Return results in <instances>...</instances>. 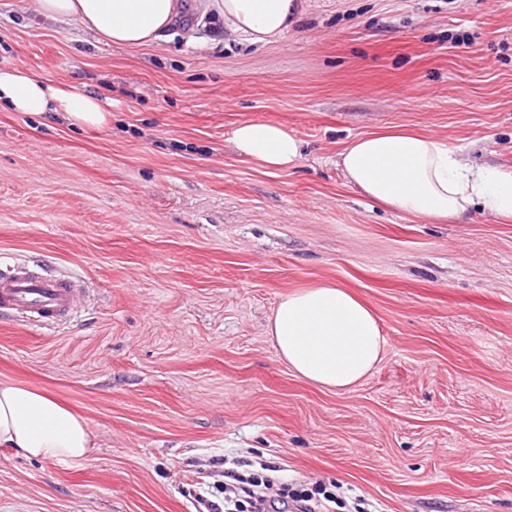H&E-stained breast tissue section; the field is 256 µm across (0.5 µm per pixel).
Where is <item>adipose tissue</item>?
Here are the masks:
<instances>
[{
	"mask_svg": "<svg viewBox=\"0 0 512 512\" xmlns=\"http://www.w3.org/2000/svg\"><path fill=\"white\" fill-rule=\"evenodd\" d=\"M222 16L224 30L252 44L278 40L304 10L303 0H37L49 19L73 20L100 42L137 47L161 39L186 8ZM61 114L81 127L103 125V102L75 88L15 69H0V107ZM239 155L273 170L294 168L302 142L278 124L247 121L231 132ZM349 184L402 214L436 221L460 218L483 205L512 221V168L464 165L440 139L407 129L350 140L336 161ZM279 357L299 378L345 391L372 373L386 346L371 309L331 283L284 294L266 323ZM94 446L87 419L27 386L0 383V447L42 461L79 463Z\"/></svg>",
	"mask_w": 512,
	"mask_h": 512,
	"instance_id": "obj_1",
	"label": "adipose tissue"
}]
</instances>
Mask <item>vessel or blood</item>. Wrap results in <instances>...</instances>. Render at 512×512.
<instances>
[{
  "instance_id": "obj_1",
  "label": "vessel or blood",
  "mask_w": 512,
  "mask_h": 512,
  "mask_svg": "<svg viewBox=\"0 0 512 512\" xmlns=\"http://www.w3.org/2000/svg\"><path fill=\"white\" fill-rule=\"evenodd\" d=\"M77 292L74 280L19 264L0 275V312L16 316L24 324L55 325L78 309Z\"/></svg>"
}]
</instances>
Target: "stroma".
Returning a JSON list of instances; mask_svg holds the SVG:
<instances>
[{
    "mask_svg": "<svg viewBox=\"0 0 512 512\" xmlns=\"http://www.w3.org/2000/svg\"><path fill=\"white\" fill-rule=\"evenodd\" d=\"M127 48L31 0H0V68L100 97L105 125L0 109V270L79 281L50 327L0 315V381L83 414L60 465L0 448V512H197L267 467L366 512H512V222L436 223L347 184L350 137L404 126L471 167L512 165V0H307L275 42ZM249 120L303 142L271 172L229 138ZM330 281L387 340L336 393L265 334L282 295Z\"/></svg>",
    "mask_w": 512,
    "mask_h": 512,
    "instance_id": "obj_1",
    "label": "stroma"
}]
</instances>
